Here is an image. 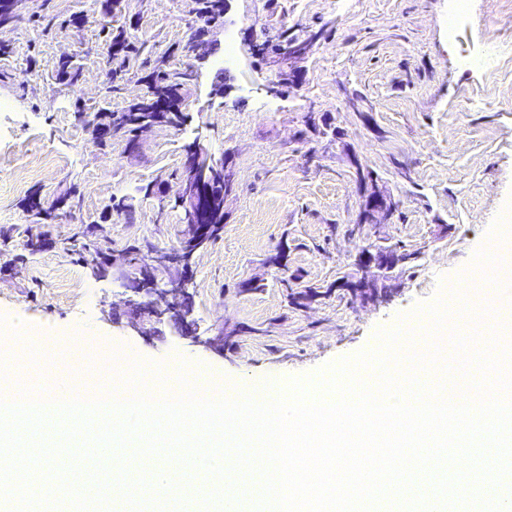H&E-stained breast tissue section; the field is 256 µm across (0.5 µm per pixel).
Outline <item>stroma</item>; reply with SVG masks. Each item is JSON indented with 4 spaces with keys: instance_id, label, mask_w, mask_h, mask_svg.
I'll return each instance as SVG.
<instances>
[{
    "instance_id": "1",
    "label": "stroma",
    "mask_w": 512,
    "mask_h": 512,
    "mask_svg": "<svg viewBox=\"0 0 512 512\" xmlns=\"http://www.w3.org/2000/svg\"><path fill=\"white\" fill-rule=\"evenodd\" d=\"M465 3L452 26L456 0H228L210 27L212 54L198 63L187 50L199 25L189 0H120L112 15L101 0H25L19 18L0 27V44L11 49L0 56V332L18 318L36 346L46 336L79 338L171 374L184 368L231 384L286 382L376 349L378 330L422 317L432 301L449 302L451 285L512 208V99L499 97L482 68L488 42L512 45V0ZM77 14L81 24L70 26ZM43 15L55 21L47 34L35 25ZM119 24L152 64L196 70L185 91L186 124L143 133L134 155L120 133L110 147L97 145L77 116L107 104L120 109L147 91L135 68L120 93L106 92L102 30ZM285 30L320 35L290 88L278 86L276 65L255 52ZM65 55L79 68L71 87L55 79ZM310 112L336 134L308 133ZM196 141L229 156L233 173L224 235L196 254L188 285L200 335L246 329L220 351L167 325L147 334L127 328L126 281L94 277L89 261L70 250L86 227L117 253L175 244L183 215L174 198ZM360 170L373 172L396 212L390 223L358 232ZM74 185L78 206L57 211L48 227L55 247L16 263L32 221L24 199L35 190L49 205ZM120 198L133 221L111 210ZM371 243L419 257L398 268L396 294L363 307L334 284L354 273L356 255ZM283 244L289 274L331 286L330 295L308 308L290 303L267 265ZM254 277L263 289L240 292Z\"/></svg>"
}]
</instances>
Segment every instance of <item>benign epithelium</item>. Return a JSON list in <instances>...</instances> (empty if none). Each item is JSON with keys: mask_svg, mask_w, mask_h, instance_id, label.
<instances>
[{"mask_svg": "<svg viewBox=\"0 0 512 512\" xmlns=\"http://www.w3.org/2000/svg\"><path fill=\"white\" fill-rule=\"evenodd\" d=\"M318 41V35L309 34L300 43H291L282 50L280 58L288 62V80L299 82L298 70L294 67L296 60L304 57ZM184 87L174 90L157 91L148 86L146 96L159 102L156 112L159 118L138 123L135 137L127 142V148L133 152L139 147V137L155 126H166L163 116L182 112ZM210 156L199 142L194 143L186 156L188 182L175 198V205L183 209L185 229L181 240L197 241L207 231L201 223L202 203L196 187L206 181ZM357 178L363 191L364 203L360 208L357 224L364 229L368 226L378 227L389 223L395 202L391 195L379 186L377 181L363 179L362 170H357ZM195 252L188 248L152 249L148 260H143L134 269H128L126 255H114L102 252L99 255L101 266L93 268L96 275L105 277L109 274L127 280L131 284L125 306L129 310V326L141 333H146V325L169 322L176 326L181 334L191 338L195 343L212 349L224 348V336L202 337L196 332L194 322L188 320L190 314L191 294L189 292L188 273ZM403 262V254L395 246L372 245L362 249L355 257L356 273L336 281V288L345 291L360 305L366 306L383 302L399 291L401 284L393 271ZM169 274L164 286H159L158 274Z\"/></svg>", "mask_w": 512, "mask_h": 512, "instance_id": "1", "label": "benign epithelium"}]
</instances>
